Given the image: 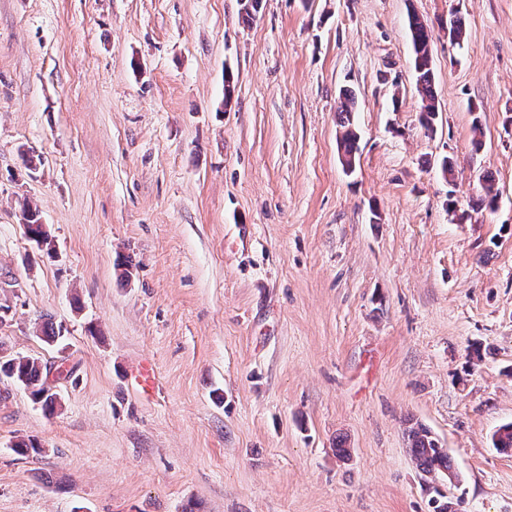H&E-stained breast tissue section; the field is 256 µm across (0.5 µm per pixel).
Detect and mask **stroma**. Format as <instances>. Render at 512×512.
Wrapping results in <instances>:
<instances>
[{
	"mask_svg": "<svg viewBox=\"0 0 512 512\" xmlns=\"http://www.w3.org/2000/svg\"><path fill=\"white\" fill-rule=\"evenodd\" d=\"M0 300V354L72 371L51 412L0 379V512H512V0H0ZM408 28L413 49L416 87L423 102L421 123L424 127L430 129L436 112H438L435 104L434 74L432 70L433 32L430 26L416 14L408 16ZM354 94L349 89H343L340 92V105L337 108L338 120L343 133L340 139L341 163L351 170L355 165L356 154L358 151V136L353 129L352 112L354 104ZM22 220L23 224L27 226L29 239L35 242L39 249H45L49 252L52 249L51 238L45 224H42L39 210L28 203H24L22 206ZM129 378L136 389L146 396H152L158 387L155 365L148 359L139 361ZM410 450L417 466L427 476L436 474L448 475V486L456 483L457 477L452 470L448 452L441 448L439 442L431 432L421 424H416L409 430Z\"/></svg>",
	"mask_w": 512,
	"mask_h": 512,
	"instance_id": "obj_1",
	"label": "stroma"
}]
</instances>
